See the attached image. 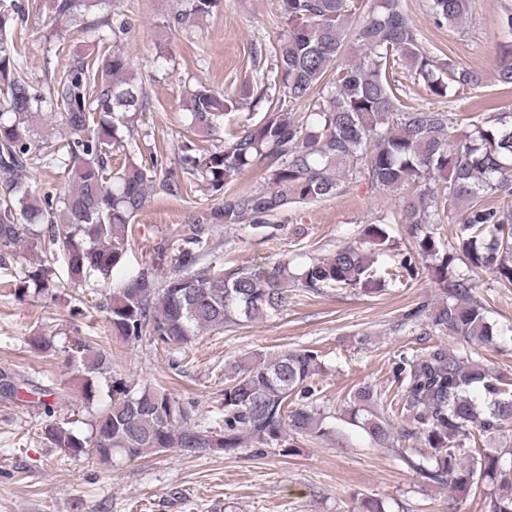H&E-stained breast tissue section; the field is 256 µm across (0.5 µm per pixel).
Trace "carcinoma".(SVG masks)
<instances>
[{"label":"carcinoma","instance_id":"cac0c4a2","mask_svg":"<svg viewBox=\"0 0 512 512\" xmlns=\"http://www.w3.org/2000/svg\"><path fill=\"white\" fill-rule=\"evenodd\" d=\"M220 0H183L173 25H194L211 16ZM471 0H431L438 25L454 24ZM288 31L273 46L275 64L255 81L251 105L264 115L240 131L227 132L224 147L201 152L197 141L219 133L224 116L239 101L203 83L182 95L187 135L174 146L176 167L163 156L128 161L112 171V150L127 151L134 119L150 105L147 88L124 50L110 41L127 30L120 0H52L50 30L69 45L66 63L42 86L24 75L12 34L24 20L21 6L0 0V265L22 243L46 255L30 264L27 282L40 292L56 288L53 264L63 260L68 280L79 286L92 275L110 284L129 250L128 229L150 195L181 198L193 184L218 201L195 215V224L233 226L246 221L265 237L266 218L294 203H317L336 196L341 178L356 174L402 200L393 221L366 225L355 242L336 246L324 258L297 267L284 258L271 267L224 269L199 265L211 250L203 231L171 241L177 270L159 275L146 269L121 282L102 307L112 331L133 340L144 337L170 349L186 345L204 329L242 326L288 306L289 289L320 295L327 289L372 293L386 279L413 277L434 268L445 284L443 298L423 300L403 315L402 324L421 325L435 338L419 352L404 351L393 373L401 389L402 424L378 410L369 385L351 390L340 420L359 428L370 447L384 450L416 439L425 455L402 448V461L428 483L450 491L485 481L497 486L487 512H512V377L474 357L475 347L498 344L486 304L476 298L471 274L488 271L499 287L512 288V209L486 202L490 195L512 197V113L491 112L461 127L455 112L429 104L404 105L406 86L396 72L406 67L429 95L448 102L479 88L483 74L436 58L419 37L404 0H279ZM511 41L495 62L496 81L512 88V10L501 17ZM304 104L294 112L284 103ZM59 123L71 140L36 139L35 125ZM58 162L69 185L42 193L34 172L44 161ZM263 165L267 188L234 192L229 186L247 169ZM464 203L454 242L436 237L448 208ZM407 226L410 247L391 255L386 268L378 257L392 249L391 230ZM461 341L448 347L443 337ZM34 350L53 356L46 336L28 337ZM87 393L107 361L90 345L80 354ZM321 365L316 349L301 348L270 359L244 357L224 385V417L212 425L162 387L134 389L112 382L110 404L77 434L63 420L45 426V439L67 456L94 454L135 461L158 452L234 454L245 442L298 453V438L328 433L330 415L317 403L314 377ZM44 406L53 390L27 389ZM484 447L477 448V440Z\"/></svg>","mask_w":512,"mask_h":512}]
</instances>
